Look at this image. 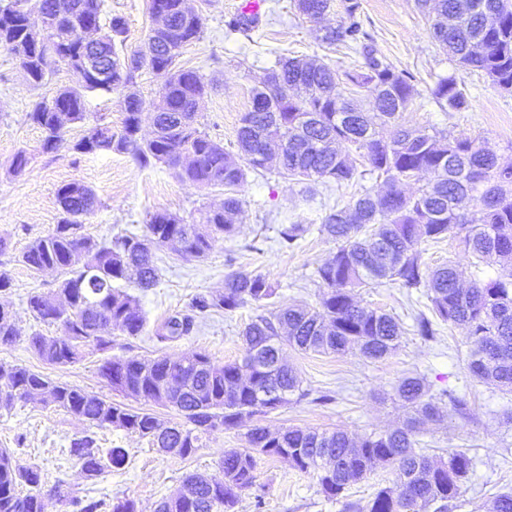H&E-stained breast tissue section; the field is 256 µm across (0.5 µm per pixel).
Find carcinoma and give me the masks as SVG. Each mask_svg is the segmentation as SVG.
Instances as JSON below:
<instances>
[{"mask_svg":"<svg viewBox=\"0 0 512 512\" xmlns=\"http://www.w3.org/2000/svg\"><path fill=\"white\" fill-rule=\"evenodd\" d=\"M436 45L464 70L485 74L501 88L512 87V0H416ZM334 0H296L298 12L317 20L330 12ZM359 0H345V21L323 29L318 40L327 46L355 43L364 62L340 71L316 60L281 56L262 85L252 91L251 107L240 119L237 144L240 159L196 127L198 108L209 84L197 71L179 64L181 49L198 40L204 28L200 10L185 0H149L153 24L143 43L119 53L116 39L125 23L115 16L101 23L103 0H33V8L50 17L46 37L56 58L47 63L27 19L14 2L0 6V47L10 51L18 68L34 86L61 66L82 72L83 84L65 88L50 99L35 102L29 119L43 132L42 149L52 151L68 125L86 120L85 93L91 89L85 62L101 59L112 69L124 113L121 129L96 125L73 144L79 154L98 152V139L112 141L110 152L129 156L146 168L162 163L176 175L204 189H224V203L199 212L187 222L166 212L150 217L143 236L130 233L98 242L82 233L83 218L97 200L88 187L62 185L57 198L62 218L48 236L30 244L18 262L35 272L56 270L64 275L57 306L32 293L27 309L43 323L57 324L60 333L46 336L34 330L22 335L12 310L0 305V346L26 337L29 347L51 365L67 366L86 348L107 350L112 336H140L146 317L138 297L115 286L130 281L142 291L160 277L156 250L174 245L183 257L201 258L220 236L236 231L242 208L239 197L248 173L277 162L279 174L299 183L333 182L357 185L366 173L386 185L382 193L364 189L345 206L323 219L319 231L336 243L332 260L316 270L324 286L319 308L297 305L267 310L241 332L244 358L216 365L202 353L177 359L108 357L99 366L112 390L144 403L175 408L181 422L159 419L144 408H133L66 384L18 364L0 362V404L13 405L36 397L74 415L92 428L137 433L181 458L193 456L217 430H233L244 418L286 407L309 395L300 388L293 369L283 363V347L307 353L355 350L378 360L394 353L401 339L399 322L377 309L363 307L357 288L390 283L408 290L425 289L432 316L414 319L416 335L435 336L433 319L467 330L468 369L473 377L512 393V165L500 163L485 142L466 134H433L401 127L393 136L385 127L396 122L413 103L410 77L374 54L362 41ZM479 41L482 51L472 48ZM144 68L164 78L157 98L145 102L135 89ZM273 84L276 94L264 90ZM375 101L378 122L362 110L358 94ZM441 108H466L462 83L454 75L441 77L431 89ZM151 108L154 134L140 136L145 107ZM363 159L357 165L351 152ZM416 174L428 176L425 187L406 192ZM307 231L291 224L279 231V243L293 246ZM449 237L475 270L469 286L460 282L454 260L430 267L421 244ZM497 265L496 277H479L482 267ZM275 295L269 279L237 271L224 279V291L198 295L189 312H177L163 323V340L188 336L198 315L211 310L234 311L248 303L268 306ZM409 409L401 428L353 435L289 427L272 431L255 425L246 433L247 447L224 451L214 474H190L181 488L160 501L156 512H234L241 495L258 478V460L278 458L289 467L316 478L328 498L343 496L350 483L367 479L383 463L394 478L366 504L346 502L347 512H448L459 499L474 466L460 449L433 457L420 448L425 425L445 420L442 397L464 417L466 394L430 393L426 378L413 373L395 385ZM69 456L84 477L94 480L108 469L124 466V448H101L92 434L70 442ZM21 486L28 487L22 494ZM42 471L0 448V512H50L55 504L72 512H138L128 497L80 496L67 481L54 483V495L41 494Z\"/></svg>","mask_w":512,"mask_h":512,"instance_id":"cac0c4a2","label":"carcinoma"}]
</instances>
